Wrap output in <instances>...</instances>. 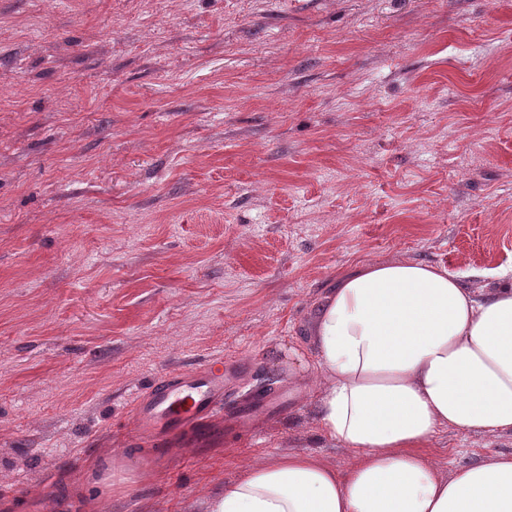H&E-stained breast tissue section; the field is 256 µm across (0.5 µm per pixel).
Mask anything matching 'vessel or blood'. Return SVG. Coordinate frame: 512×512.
Returning <instances> with one entry per match:
<instances>
[{
	"label": "vessel or blood",
	"mask_w": 512,
	"mask_h": 512,
	"mask_svg": "<svg viewBox=\"0 0 512 512\" xmlns=\"http://www.w3.org/2000/svg\"><path fill=\"white\" fill-rule=\"evenodd\" d=\"M244 369V364L217 358L191 371L167 373L137 397L132 414L135 434L153 439L163 454L171 440L184 435L199 443L216 440V415H223L227 430L242 429L256 414L288 401L287 393L258 390L242 404L225 408V381Z\"/></svg>",
	"instance_id": "obj_1"
}]
</instances>
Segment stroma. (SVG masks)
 <instances>
[{
  "instance_id": "stroma-1",
  "label": "stroma",
  "mask_w": 512,
  "mask_h": 512,
  "mask_svg": "<svg viewBox=\"0 0 512 512\" xmlns=\"http://www.w3.org/2000/svg\"><path fill=\"white\" fill-rule=\"evenodd\" d=\"M404 260L512 267V0H0V512H204L253 461L345 469L310 324ZM219 356L228 395L295 403L169 460L127 444L147 384Z\"/></svg>"
}]
</instances>
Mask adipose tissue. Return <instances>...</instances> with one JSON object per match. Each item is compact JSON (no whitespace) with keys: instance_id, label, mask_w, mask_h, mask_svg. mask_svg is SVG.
<instances>
[{"instance_id":"adipose-tissue-1","label":"adipose tissue","mask_w":512,"mask_h":512,"mask_svg":"<svg viewBox=\"0 0 512 512\" xmlns=\"http://www.w3.org/2000/svg\"><path fill=\"white\" fill-rule=\"evenodd\" d=\"M489 291L421 262L363 261L313 328L316 421L344 471L290 451L248 464L206 512H512V453L441 473L440 431L512 433V269Z\"/></svg>"}]
</instances>
